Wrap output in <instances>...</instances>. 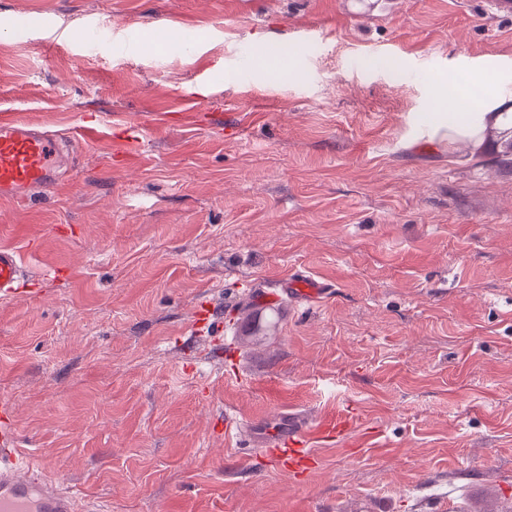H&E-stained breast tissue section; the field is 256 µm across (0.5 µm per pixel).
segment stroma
Here are the masks:
<instances>
[{
	"label": "stroma",
	"instance_id": "obj_1",
	"mask_svg": "<svg viewBox=\"0 0 512 512\" xmlns=\"http://www.w3.org/2000/svg\"><path fill=\"white\" fill-rule=\"evenodd\" d=\"M371 3L0 0L57 24L0 38V113L97 126L46 200H0L30 288L0 299V398L82 501L512 512V146L428 120L444 83L512 113V19L487 0ZM85 24L106 31L90 49L65 37ZM126 123L144 142L122 154ZM296 272L334 294L244 342L255 296ZM202 300L222 343L193 324ZM228 410L352 421L293 474L242 454Z\"/></svg>",
	"mask_w": 512,
	"mask_h": 512
}]
</instances>
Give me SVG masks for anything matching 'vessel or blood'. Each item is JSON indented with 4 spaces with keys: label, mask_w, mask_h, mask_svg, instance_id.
Returning <instances> with one entry per match:
<instances>
[{
    "label": "vessel or blood",
    "mask_w": 512,
    "mask_h": 512,
    "mask_svg": "<svg viewBox=\"0 0 512 512\" xmlns=\"http://www.w3.org/2000/svg\"><path fill=\"white\" fill-rule=\"evenodd\" d=\"M67 139L58 132L25 122L15 114L0 116V199L32 200L46 195L63 180L64 147ZM16 250L0 246V298L17 295L24 282ZM329 284L306 274H296L260 294L265 303L296 298L309 303L328 298ZM195 324L205 325L211 335L224 333V324L210 302H202L194 314ZM343 415L322 419L292 418L282 414L258 422L228 413L224 434L245 440L249 454L263 453L290 471H304L313 463L310 440H340L346 430ZM0 512H101L93 504L78 505L74 496L47 477L36 474L20 447L12 407L0 400Z\"/></svg>",
    "instance_id": "1"
}]
</instances>
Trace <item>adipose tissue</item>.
Listing matches in <instances>:
<instances>
[{
    "instance_id": "ef3b65f1",
    "label": "adipose tissue",
    "mask_w": 512,
    "mask_h": 512,
    "mask_svg": "<svg viewBox=\"0 0 512 512\" xmlns=\"http://www.w3.org/2000/svg\"><path fill=\"white\" fill-rule=\"evenodd\" d=\"M438 99L446 104L447 110L440 114L435 127L439 130H447L449 137L477 141L489 127L497 129L504 135L512 133L511 112L468 111L466 102L449 85L439 87Z\"/></svg>"
}]
</instances>
